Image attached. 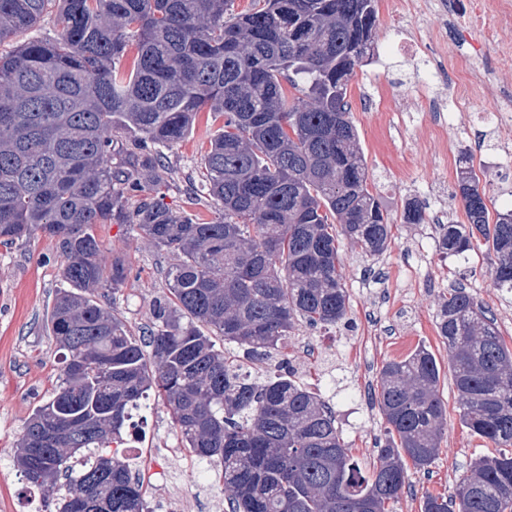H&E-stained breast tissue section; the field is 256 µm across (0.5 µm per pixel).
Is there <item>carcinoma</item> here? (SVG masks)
Instances as JSON below:
<instances>
[{
	"label": "carcinoma",
	"instance_id": "obj_1",
	"mask_svg": "<svg viewBox=\"0 0 512 512\" xmlns=\"http://www.w3.org/2000/svg\"><path fill=\"white\" fill-rule=\"evenodd\" d=\"M0 0V42L55 17L56 32L0 54V244L39 231L59 275L50 331L63 367L26 420L14 465L57 512H151L111 445L149 391L181 447L218 458L230 512H389L439 455L446 408L433 354L385 362L372 398L386 425L372 469L348 453L336 413L291 374L257 380L214 337L261 361L296 326H334L349 303L339 236L369 256L392 242L370 189L347 90L367 55L375 0ZM301 96L288 99L285 85ZM222 120L202 158L210 221L172 211L152 154L182 143L200 113ZM457 170L467 223L438 248L482 244L493 285L512 292V210L490 221L470 156ZM129 224L176 258L152 329L137 337L103 288L133 268L102 258L100 224ZM436 324L448 345L461 426L491 445L422 512H512V347L461 287ZM108 360L111 370L100 371Z\"/></svg>",
	"mask_w": 512,
	"mask_h": 512
}]
</instances>
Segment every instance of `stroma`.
Instances as JSON below:
<instances>
[{
  "instance_id": "obj_1",
  "label": "stroma",
  "mask_w": 512,
  "mask_h": 512,
  "mask_svg": "<svg viewBox=\"0 0 512 512\" xmlns=\"http://www.w3.org/2000/svg\"><path fill=\"white\" fill-rule=\"evenodd\" d=\"M377 0L372 49L356 66L348 86L352 120L364 155L372 190L388 211L392 243L381 256H367L342 240L344 284L349 294L345 320L327 329L299 325L285 352L298 381L320 394L336 411V422L350 455L369 466L376 442L384 436V419L371 399L382 365L417 348L432 352L440 368L439 396L447 410L440 453L429 472H410L411 487L393 512H420L425 493L450 494L470 462L486 453L485 442L458 419V392L448 348L435 316L451 287H464L492 317L503 340L512 346V293L493 287L491 253L479 246L459 256L439 252L436 227L465 223L456 191L462 153H469L490 199V211L512 205V124L481 121L490 102L471 99L465 111L438 124L423 98L454 102L455 88L431 71L447 65L455 53H475L488 62L493 46L473 52L468 36L454 27V13L470 0ZM212 129L198 123L189 138L164 151L161 163L169 188L165 198L176 212L192 210L214 217L215 202L201 191V159ZM420 203L421 224L403 219L408 202ZM98 234L104 258L127 255L133 274L116 294L102 293L135 334L151 327L156 301L166 297V271L174 256L157 250L131 226L103 224ZM53 241L42 234L10 246L0 245V512H54L53 500L30 489L13 465L22 428L57 383L63 352L46 327V314L65 286ZM124 458L139 466L151 512H229L216 463L173 456L180 440L170 412L156 393L132 411L123 431Z\"/></svg>"
}]
</instances>
